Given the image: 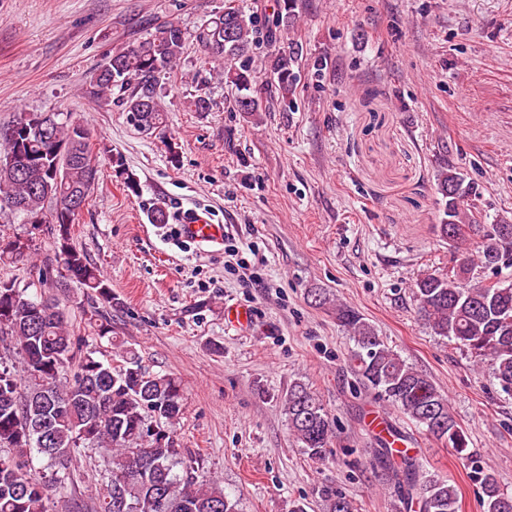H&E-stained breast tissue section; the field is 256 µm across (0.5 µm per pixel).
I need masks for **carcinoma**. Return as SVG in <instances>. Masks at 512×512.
<instances>
[{
  "label": "carcinoma",
  "mask_w": 512,
  "mask_h": 512,
  "mask_svg": "<svg viewBox=\"0 0 512 512\" xmlns=\"http://www.w3.org/2000/svg\"><path fill=\"white\" fill-rule=\"evenodd\" d=\"M298 0H277L271 18L224 4V12L205 21L196 35L216 59L224 61L217 75L234 87L235 109L250 116L263 111L253 99L256 73L253 50L266 28L270 83L283 111L293 105L298 81L299 51L277 45L276 31L294 26ZM186 33L170 24L158 35L116 53L109 70L95 76L93 97L103 98L116 86L136 84L126 101L130 121L151 133L166 127V114L155 101L163 71L182 53ZM17 150L30 157L18 168L0 163V211L22 224L56 227V261L70 279L100 299L112 302V289L87 256L70 243L78 212L65 205L91 192L98 176L88 129L64 112H21L0 129V154ZM435 190L443 213L440 236L448 241L452 269L425 273L415 282L413 299L431 332L459 345L478 359H490L503 392L512 393V224H482L477 256L461 250L473 229L468 208L472 183L448 165L438 170ZM53 204L45 211V204ZM32 247L19 236L0 246V261L25 262ZM487 273L478 279L475 272ZM49 268L38 283L23 286L0 280V336L17 343L18 358L0 361V512H52V493L61 494L73 480L71 453L79 448L112 449L99 512H239L237 501L218 480L198 474L185 458L174 427L181 420L185 397L181 380L172 374L149 375L130 349L115 364L97 356L72 328L57 298L36 290L46 285ZM97 336L112 340V325L98 311L85 312ZM336 320L352 336L353 370L362 386L377 399L397 407L417 426L448 443L456 455L470 459L465 432L448 406V397L424 374L409 366L375 327L355 309L336 305ZM288 428L308 457L324 458L333 436L331 419L315 391L294 382L281 399ZM47 462L36 477L27 467L33 457ZM382 463L399 487L418 501L422 512H459L448 479L427 472L418 459L386 450ZM475 479L484 512H512V494L501 490L496 477L480 469ZM325 512H355L353 502L331 486L318 490Z\"/></svg>",
  "instance_id": "obj_1"
}]
</instances>
